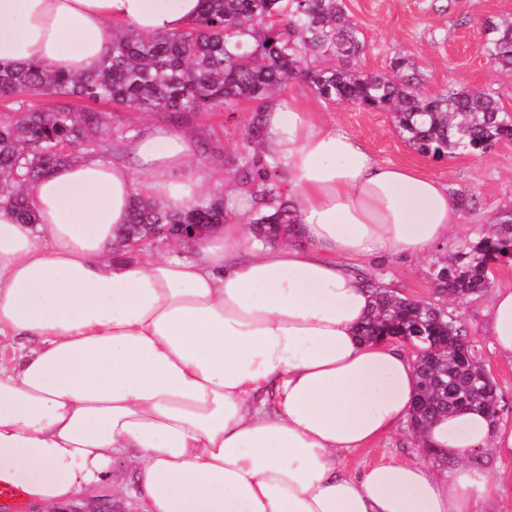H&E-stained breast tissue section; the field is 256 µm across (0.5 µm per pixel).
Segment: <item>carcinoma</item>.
<instances>
[{
  "instance_id": "obj_1",
  "label": "carcinoma",
  "mask_w": 512,
  "mask_h": 512,
  "mask_svg": "<svg viewBox=\"0 0 512 512\" xmlns=\"http://www.w3.org/2000/svg\"><path fill=\"white\" fill-rule=\"evenodd\" d=\"M195 23L174 34L140 35L115 29L111 51L100 68L83 76L60 74L41 64L0 67V95L12 100L13 114L0 117V200L13 206L22 222L33 224L27 195L47 165H61L93 140L120 144L135 135L110 125L91 105L166 112L174 121L231 109L242 103L254 112L297 77L316 97L330 104L353 103L368 111L392 114L395 128L416 151L435 159L459 152L482 155L512 137V116L490 90L450 86L422 90L416 63L397 57L390 72L363 71L359 61L366 40L343 7V0H202ZM480 50L512 72V19L488 21ZM61 99L49 112L36 111L30 98ZM87 103L75 108L68 99ZM259 117L241 145L234 183L254 197L251 223L263 244L287 235L296 223L277 169L256 153ZM224 199L205 197L192 209L171 213L153 202H133V224H223ZM512 261V203L495 214L492 228L461 240L450 261H437L430 279L437 299L412 300L370 280L373 311L361 328L364 340L379 341L398 331L423 329L440 345L415 355L418 406L409 429L423 444V432L437 416L464 401L487 414L498 387L487 373L480 349L449 299L479 296L491 287L493 265Z\"/></svg>"
}]
</instances>
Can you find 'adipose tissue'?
<instances>
[{
  "instance_id": "1",
  "label": "adipose tissue",
  "mask_w": 512,
  "mask_h": 512,
  "mask_svg": "<svg viewBox=\"0 0 512 512\" xmlns=\"http://www.w3.org/2000/svg\"><path fill=\"white\" fill-rule=\"evenodd\" d=\"M200 0H0V65L99 68L119 26L143 35L194 22ZM263 159L276 162L297 219L265 246L229 215L183 247L126 255L133 198L178 213L209 172L175 126L148 125L111 156L54 168L29 194L35 223L0 203V480L55 512L108 482L142 512H487L483 454L512 457V428L469 410L440 415L425 440L457 466L417 462L348 473L346 453L403 422L417 394L407 353L366 342L371 297L358 262L426 255L459 227L446 185L374 159L294 94L267 100ZM486 332L512 360V285ZM121 460L134 483L116 482Z\"/></svg>"
}]
</instances>
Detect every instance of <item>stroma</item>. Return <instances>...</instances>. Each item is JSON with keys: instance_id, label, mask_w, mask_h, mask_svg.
<instances>
[{"instance_id": "35a3bbf8", "label": "stroma", "mask_w": 512, "mask_h": 512, "mask_svg": "<svg viewBox=\"0 0 512 512\" xmlns=\"http://www.w3.org/2000/svg\"><path fill=\"white\" fill-rule=\"evenodd\" d=\"M345 10L361 28L366 50L362 69L384 73L391 58L414 57L426 90L435 92L448 85L484 88L496 93L505 110L512 113V73L490 63L479 48L485 22L512 16V0H343ZM286 91L300 95L337 127L358 136L372 156L382 162L410 167L443 182L454 195L471 199L460 211V236L488 224L505 201L512 199V138L496 143L484 156L467 153L433 159L417 152L393 126L390 113L368 112L355 105L320 101L296 79ZM252 116L250 104L234 110H219L189 118L187 128L198 138V157L215 173L213 190L223 193L238 162L240 143ZM433 256L417 260L393 259L363 263L360 274L376 279L411 299L434 297L430 281ZM493 299L485 293L458 305L461 317L481 349L487 367L498 386L501 413L497 424L512 427V362L500 358L485 335L484 310ZM425 455L408 428L400 423L384 435L372 450L347 453L348 471L389 459L421 461Z\"/></svg>"}]
</instances>
